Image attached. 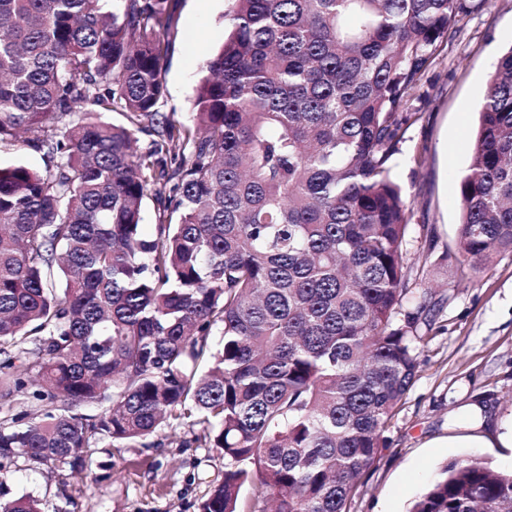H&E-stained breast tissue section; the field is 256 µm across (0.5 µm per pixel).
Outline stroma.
<instances>
[{
	"mask_svg": "<svg viewBox=\"0 0 512 512\" xmlns=\"http://www.w3.org/2000/svg\"><path fill=\"white\" fill-rule=\"evenodd\" d=\"M453 38L411 93L419 118L391 161L411 219L406 286L424 295L420 370L350 512H407L449 462L477 459L512 469V254L462 271L459 179L469 165L478 111L501 50L512 45V0H466ZM228 0H172L163 109L187 118L203 61L224 42ZM189 427L177 442L101 444L80 478L18 460L0 475L10 496L31 494L43 512H198L222 478L220 449L199 448Z\"/></svg>",
	"mask_w": 512,
	"mask_h": 512,
	"instance_id": "obj_1",
	"label": "stroma"
}]
</instances>
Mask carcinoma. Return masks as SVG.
Wrapping results in <instances>:
<instances>
[{"instance_id":"carcinoma-1","label":"carcinoma","mask_w":512,"mask_h":512,"mask_svg":"<svg viewBox=\"0 0 512 512\" xmlns=\"http://www.w3.org/2000/svg\"><path fill=\"white\" fill-rule=\"evenodd\" d=\"M230 2L186 123L161 110L169 0H0V145L44 160L0 165V400L24 405L1 475L188 425L224 457L199 512H240L255 477L249 512H349L387 447L425 309L389 162L466 5ZM459 190L462 262L512 253V46ZM410 512H512V470L452 461Z\"/></svg>"}]
</instances>
